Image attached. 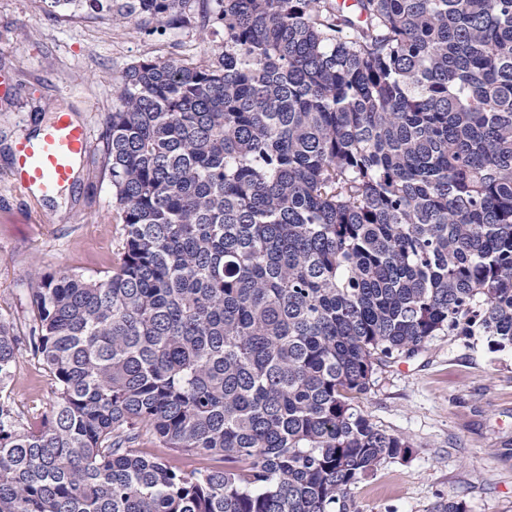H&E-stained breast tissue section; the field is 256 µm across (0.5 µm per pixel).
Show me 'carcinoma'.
I'll return each instance as SVG.
<instances>
[{"label":"carcinoma","instance_id":"1","mask_svg":"<svg viewBox=\"0 0 512 512\" xmlns=\"http://www.w3.org/2000/svg\"><path fill=\"white\" fill-rule=\"evenodd\" d=\"M43 2L224 41L127 64L112 273L38 276L27 336L0 318V512H359L410 451L356 405L375 371L442 332L512 348V0ZM48 374L43 367L32 358L30 353H23L14 373L13 380L8 388L12 399L23 411L37 405L39 412L27 414L32 427H39L41 423L40 413L49 410L54 396L48 385ZM141 447L143 451L149 452L163 461H167L173 464L180 465L184 468H197L207 465H218L211 456L204 454H181L175 453L167 448H158L157 445L145 442Z\"/></svg>","mask_w":512,"mask_h":512}]
</instances>
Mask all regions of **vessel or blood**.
I'll return each mask as SVG.
<instances>
[{
	"instance_id": "vessel-or-blood-1",
	"label": "vessel or blood",
	"mask_w": 512,
	"mask_h": 512,
	"mask_svg": "<svg viewBox=\"0 0 512 512\" xmlns=\"http://www.w3.org/2000/svg\"><path fill=\"white\" fill-rule=\"evenodd\" d=\"M90 148L87 128L66 112H56L40 136L16 143L12 175L24 190L50 198L70 187Z\"/></svg>"
}]
</instances>
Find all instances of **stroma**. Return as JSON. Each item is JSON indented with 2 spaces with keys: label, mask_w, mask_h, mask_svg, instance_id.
Segmentation results:
<instances>
[{
  "label": "stroma",
  "mask_w": 512,
  "mask_h": 512,
  "mask_svg": "<svg viewBox=\"0 0 512 512\" xmlns=\"http://www.w3.org/2000/svg\"><path fill=\"white\" fill-rule=\"evenodd\" d=\"M193 28L148 36L135 23L112 24L48 7L44 0H0V316L20 333L35 322L32 274L99 277L111 271L121 241L112 184L96 159L106 112L133 58L210 55ZM88 126L91 148L69 192L40 199L18 188L14 145L37 134L54 111ZM9 392L32 427L54 396L30 354L17 364ZM360 406L378 428L412 449L363 478L353 496L360 512H431L448 495L469 512H512V349L491 351L487 337H433L410 359L379 369Z\"/></svg>",
  "instance_id": "obj_1"
}]
</instances>
